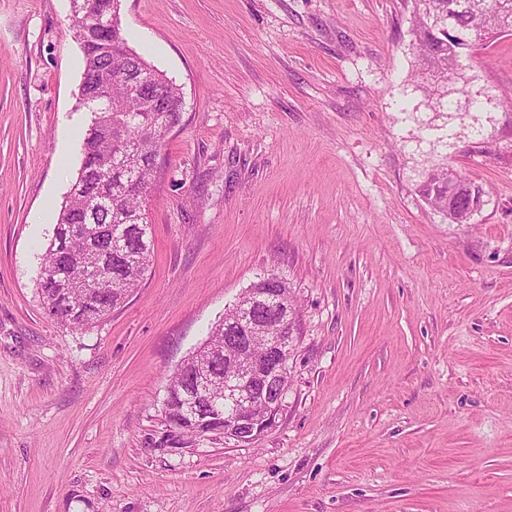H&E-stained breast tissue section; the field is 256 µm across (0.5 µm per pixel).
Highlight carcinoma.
<instances>
[{
	"instance_id": "1",
	"label": "carcinoma",
	"mask_w": 512,
	"mask_h": 512,
	"mask_svg": "<svg viewBox=\"0 0 512 512\" xmlns=\"http://www.w3.org/2000/svg\"><path fill=\"white\" fill-rule=\"evenodd\" d=\"M413 35L419 52L427 61L431 85L438 93L436 105L443 108L445 94L440 89L450 79H459L457 67L458 41L448 31L433 26L435 17L448 12L455 15L456 34L466 38L471 30L485 28L481 44L504 33H512V0H505L508 13L496 14L490 0H472L473 7L461 10L458 0H411ZM84 72L81 100L94 112L82 142L83 161L77 178L63 203L54 227L53 239L46 248L44 267H53L56 246L68 254L64 272L48 274L38 281L41 305L48 306L50 317L61 324L88 327L121 306L139 287L148 268L152 252L146 204L137 187L156 184L158 157L162 147L154 139L140 133L141 123L160 130L180 121L181 113L169 112L167 107L179 99L181 88L158 72L141 55L128 46L127 39L108 28L99 30L94 39L82 44ZM134 73L143 76L149 91L159 96L146 99L127 93L123 76ZM108 93L111 111L97 112L98 97ZM122 118L130 120L122 143L115 142L116 125ZM474 185L463 177L448 186V179L430 176L422 186V195L441 210L448 207V192L464 208L473 193ZM104 200L112 201L101 208ZM121 228L123 235L109 238V229ZM100 277L112 282V288L99 292L90 287L89 280ZM276 292L283 300L268 307L259 318L274 322L295 311V297L288 281L278 285ZM231 312L215 322L208 333L209 345L200 351L198 361L205 365L213 378L224 380V337L227 325L233 323ZM196 368H185L170 384L176 394L168 403L165 419L181 427L169 447L180 448L187 440L204 434H220L217 423L190 420L182 410L177 394L194 385Z\"/></svg>"
}]
</instances>
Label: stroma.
<instances>
[{
	"label": "stroma",
	"mask_w": 512,
	"mask_h": 512,
	"mask_svg": "<svg viewBox=\"0 0 512 512\" xmlns=\"http://www.w3.org/2000/svg\"><path fill=\"white\" fill-rule=\"evenodd\" d=\"M71 0H0V512H512V34L432 107L410 0H120L184 96L149 269L92 327L37 279L89 115ZM454 169L469 223L421 194ZM267 272L275 427L170 449L167 380ZM274 288H278L276 289V292L281 294L283 299H285L286 303L288 304V310L282 300L274 303L272 306H268V308L259 315V319H263L262 321L270 323H275L274 319H282L284 317L286 318L288 311L293 312V314L295 312V297L288 281L284 279L281 284Z\"/></svg>",
	"instance_id": "stroma-1"
}]
</instances>
